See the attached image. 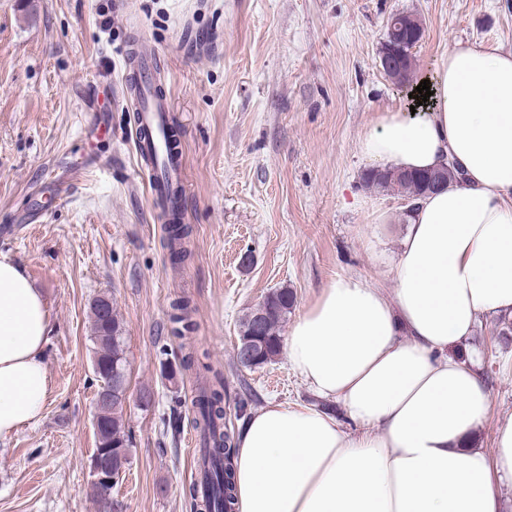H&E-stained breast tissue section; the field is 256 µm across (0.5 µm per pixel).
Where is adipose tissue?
<instances>
[{
	"instance_id": "ef3b65f1",
	"label": "adipose tissue",
	"mask_w": 512,
	"mask_h": 512,
	"mask_svg": "<svg viewBox=\"0 0 512 512\" xmlns=\"http://www.w3.org/2000/svg\"><path fill=\"white\" fill-rule=\"evenodd\" d=\"M430 90L422 108L385 113L361 150L382 168L450 165L462 180L410 214L392 295L336 278L286 340L293 371L357 431L310 406L262 407L237 440L238 512H501L512 419L494 452L472 446L490 400L477 357L457 350L482 315L512 314V49L455 41ZM50 330L45 298L0 254V439L41 416Z\"/></svg>"
}]
</instances>
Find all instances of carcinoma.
Returning <instances> with one entry per match:
<instances>
[{"instance_id": "obj_1", "label": "carcinoma", "mask_w": 512, "mask_h": 512, "mask_svg": "<svg viewBox=\"0 0 512 512\" xmlns=\"http://www.w3.org/2000/svg\"><path fill=\"white\" fill-rule=\"evenodd\" d=\"M405 38L398 44L384 41L382 51L402 53L414 49L419 43L421 19L415 13L406 15ZM428 173L400 172L368 168L363 180L369 187L382 191L393 190L411 201L430 192L427 186ZM170 247L180 258H185L188 250L184 245L185 234L181 223L168 220ZM295 302L294 294L287 288L269 293L263 301L262 325L255 329L246 319L239 323L238 345L249 344L255 352V365L261 367L275 360L280 354L282 336L281 324ZM92 330L94 357L99 368L97 377L104 384L113 382L114 377L126 378V352L124 337L121 336L120 322L116 314L101 313L92 308ZM223 383L220 372L214 373V382L201 388L195 399L194 426L199 430L202 444L204 471L201 483L194 484L191 508L196 512H234L232 486V456L235 430L226 421L223 406ZM124 396L112 395V403L100 418V452L112 460V465L130 463L128 435L123 420Z\"/></svg>"}]
</instances>
